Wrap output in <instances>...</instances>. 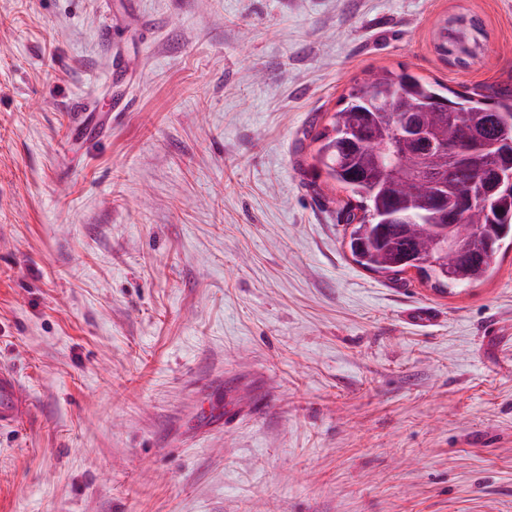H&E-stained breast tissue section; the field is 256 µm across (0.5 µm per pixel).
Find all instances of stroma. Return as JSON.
<instances>
[{
    "instance_id": "stroma-1",
    "label": "stroma",
    "mask_w": 512,
    "mask_h": 512,
    "mask_svg": "<svg viewBox=\"0 0 512 512\" xmlns=\"http://www.w3.org/2000/svg\"><path fill=\"white\" fill-rule=\"evenodd\" d=\"M117 51L128 109L69 139ZM380 69L512 88V0H0V512H512V247L366 270L315 167ZM452 17L444 19L437 31L435 49L437 53L450 63L467 65L469 60L477 57L485 31L478 18H468L465 26H448ZM32 403L14 372L0 366V427H10L22 421Z\"/></svg>"
}]
</instances>
